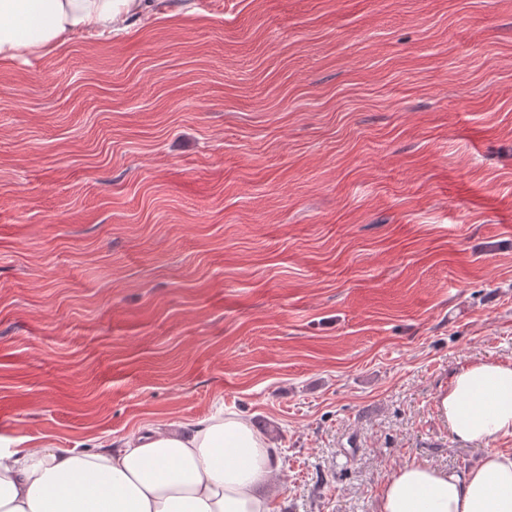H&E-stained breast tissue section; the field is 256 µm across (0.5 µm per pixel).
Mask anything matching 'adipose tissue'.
Returning a JSON list of instances; mask_svg holds the SVG:
<instances>
[{
  "label": "adipose tissue",
  "instance_id": "adipose-tissue-1",
  "mask_svg": "<svg viewBox=\"0 0 512 512\" xmlns=\"http://www.w3.org/2000/svg\"><path fill=\"white\" fill-rule=\"evenodd\" d=\"M150 0H0V63L62 48L70 33L128 29ZM454 439L484 448L448 473L410 461L383 485L377 512H512V364L457 368L436 397ZM277 448L236 413L187 433L155 429L124 448L29 447L0 438V512H271Z\"/></svg>",
  "mask_w": 512,
  "mask_h": 512
}]
</instances>
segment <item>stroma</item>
<instances>
[{
    "label": "stroma",
    "instance_id": "obj_1",
    "mask_svg": "<svg viewBox=\"0 0 512 512\" xmlns=\"http://www.w3.org/2000/svg\"><path fill=\"white\" fill-rule=\"evenodd\" d=\"M512 363V0H152L0 64V436L238 413L272 512L476 464L435 403Z\"/></svg>",
    "mask_w": 512,
    "mask_h": 512
}]
</instances>
